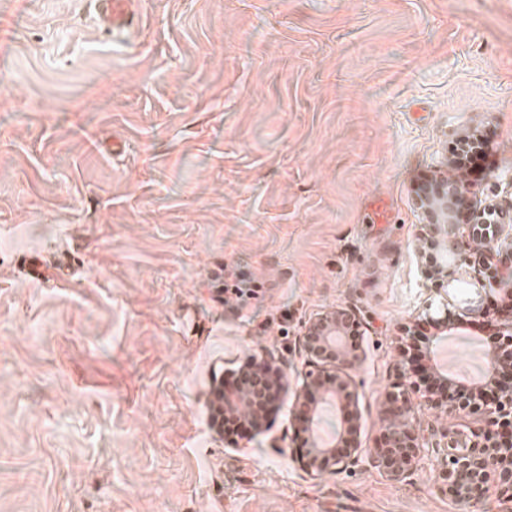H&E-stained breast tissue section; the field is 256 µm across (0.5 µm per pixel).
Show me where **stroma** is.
<instances>
[{"label":"stroma","instance_id":"stroma-1","mask_svg":"<svg viewBox=\"0 0 512 512\" xmlns=\"http://www.w3.org/2000/svg\"><path fill=\"white\" fill-rule=\"evenodd\" d=\"M94 12L0 0V512H512L451 500L433 459L309 476L289 420L303 327L340 307L365 443L419 316L452 331L420 325L417 367L479 382L512 296L474 264L431 290L414 188L476 131L467 202L512 205V0H140L122 41ZM222 265L258 296L225 306ZM251 354L289 393L233 441L206 408Z\"/></svg>","mask_w":512,"mask_h":512}]
</instances>
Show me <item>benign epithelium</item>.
Segmentation results:
<instances>
[{"label":"benign epithelium","instance_id":"7a95c632","mask_svg":"<svg viewBox=\"0 0 512 512\" xmlns=\"http://www.w3.org/2000/svg\"><path fill=\"white\" fill-rule=\"evenodd\" d=\"M415 195L427 221L419 238V254L436 294L448 293L454 267L473 254L482 257L489 286H512V208H495L490 222L478 213L470 223L459 224L457 212L466 202L463 184L441 176L420 184ZM361 325L354 311L340 308L309 321L299 337V351L310 370L296 394L304 410L291 416L303 469L314 475L337 473L365 456L372 467L399 479L421 467L427 449L440 447L436 482L443 493L466 504L478 502L492 487L512 493V336H505L500 351L492 355V374L478 383L467 386L433 367L425 385L414 380L391 386L381 404L379 434L369 447L363 444L358 396L351 389V372L365 359L361 347L350 340L353 334L361 335ZM241 374L249 382L224 390V412L250 421L258 431L262 417L256 409L264 401V380L286 388L288 377L253 356L243 363ZM412 392L444 414L450 408L480 413L485 424L469 436L448 430L426 434L417 426ZM326 405L347 407L350 416L338 438L329 442L317 430Z\"/></svg>","mask_w":512,"mask_h":512}]
</instances>
